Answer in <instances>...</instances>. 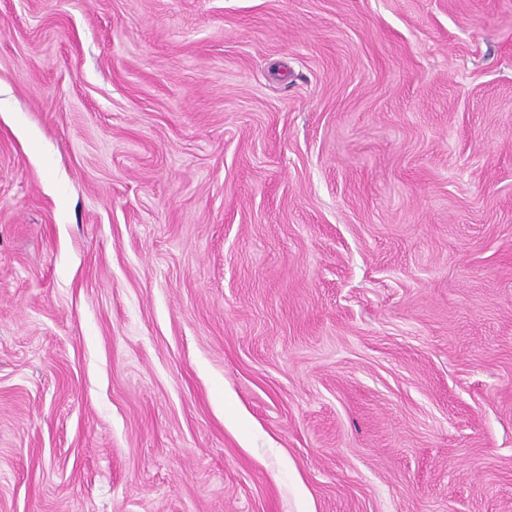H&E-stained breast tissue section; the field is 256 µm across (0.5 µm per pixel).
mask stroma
<instances>
[{"mask_svg": "<svg viewBox=\"0 0 512 512\" xmlns=\"http://www.w3.org/2000/svg\"><path fill=\"white\" fill-rule=\"evenodd\" d=\"M0 512H512V0H0Z\"/></svg>", "mask_w": 512, "mask_h": 512, "instance_id": "stroma-1", "label": "stroma"}]
</instances>
